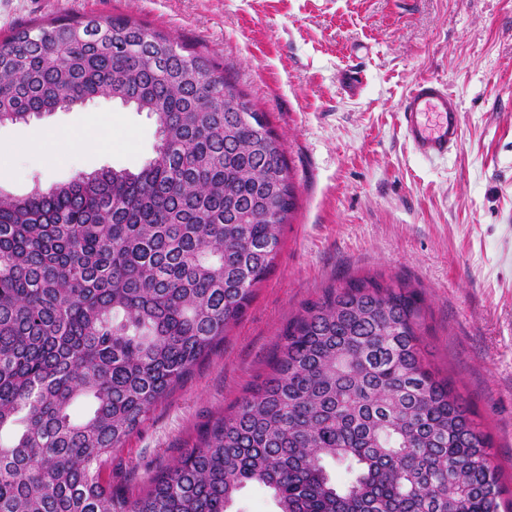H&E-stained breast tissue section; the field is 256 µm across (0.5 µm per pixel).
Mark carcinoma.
Here are the masks:
<instances>
[{
  "mask_svg": "<svg viewBox=\"0 0 512 512\" xmlns=\"http://www.w3.org/2000/svg\"><path fill=\"white\" fill-rule=\"evenodd\" d=\"M99 97L155 116L147 165L0 192V512H228L249 484L278 512H502L489 436L422 353V294L378 276L306 304L229 414L112 489V452L244 317L297 196L266 113L193 46L127 16L0 42V125Z\"/></svg>",
  "mask_w": 512,
  "mask_h": 512,
  "instance_id": "1",
  "label": "carcinoma"
}]
</instances>
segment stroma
<instances>
[{"mask_svg": "<svg viewBox=\"0 0 512 512\" xmlns=\"http://www.w3.org/2000/svg\"><path fill=\"white\" fill-rule=\"evenodd\" d=\"M119 15L195 46L266 113L297 209L242 320L113 453V487L137 495L175 464L267 372L304 305L363 275L422 291L427 358L512 474V0H0V38L42 19ZM354 64L357 85L341 78ZM423 78L460 101L461 139L444 159L418 156L399 126ZM76 132L105 150L72 144ZM157 140L153 117L104 99L2 124L0 190L136 172Z\"/></svg>", "mask_w": 512, "mask_h": 512, "instance_id": "obj_1", "label": "stroma"}]
</instances>
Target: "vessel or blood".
I'll list each match as a JSON object with an SVG mask.
<instances>
[{"instance_id":"obj_1","label":"vessel or blood","mask_w":512,"mask_h":512,"mask_svg":"<svg viewBox=\"0 0 512 512\" xmlns=\"http://www.w3.org/2000/svg\"><path fill=\"white\" fill-rule=\"evenodd\" d=\"M399 117L406 140L425 158L445 157L459 143V102L438 80L415 83L400 103Z\"/></svg>"}]
</instances>
